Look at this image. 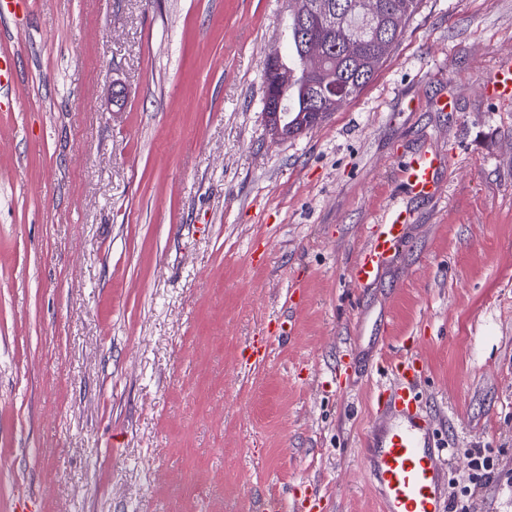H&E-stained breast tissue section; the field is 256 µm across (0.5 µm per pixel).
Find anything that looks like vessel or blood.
<instances>
[{
  "label": "vessel or blood",
  "instance_id": "obj_1",
  "mask_svg": "<svg viewBox=\"0 0 512 512\" xmlns=\"http://www.w3.org/2000/svg\"><path fill=\"white\" fill-rule=\"evenodd\" d=\"M485 99L498 102L512 97V61L502 60L481 75ZM441 159L417 152L398 164V180L407 194L431 197L440 190ZM409 216L394 207L373 225L351 271L352 279L370 284L388 257L402 243ZM399 378L383 389L367 435L369 448L361 455L365 476L381 512H447L445 450L433 432V421L422 404L416 369L410 360L395 363Z\"/></svg>",
  "mask_w": 512,
  "mask_h": 512
}]
</instances>
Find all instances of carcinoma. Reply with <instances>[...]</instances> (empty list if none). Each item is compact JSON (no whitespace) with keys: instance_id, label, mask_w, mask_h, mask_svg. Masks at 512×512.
<instances>
[{"instance_id":"obj_1","label":"carcinoma","mask_w":512,"mask_h":512,"mask_svg":"<svg viewBox=\"0 0 512 512\" xmlns=\"http://www.w3.org/2000/svg\"><path fill=\"white\" fill-rule=\"evenodd\" d=\"M315 13L305 17L288 15V44L275 62V75L288 74V103L277 118L268 120L270 132L290 138L313 128L316 119L336 111L315 84L334 83L346 88V99L358 96L372 81L403 36L406 22L418 11L421 0H375L367 17L363 0H309ZM320 40L326 50L320 61L321 75L307 71L306 44ZM357 44L354 54L345 42Z\"/></svg>"}]
</instances>
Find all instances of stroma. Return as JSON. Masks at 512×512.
Instances as JSON below:
<instances>
[{"instance_id": "35a3bbf8", "label": "stroma", "mask_w": 512, "mask_h": 512, "mask_svg": "<svg viewBox=\"0 0 512 512\" xmlns=\"http://www.w3.org/2000/svg\"><path fill=\"white\" fill-rule=\"evenodd\" d=\"M287 13L30 0L0 17V512L28 494L37 512H258L309 484L319 512H378L359 451L388 377L332 381L351 349L415 358L449 496L512 512V100L477 85L512 55V0H421L366 89L283 140L262 99ZM445 95L453 111L433 108ZM415 151L444 162L434 198L397 192ZM395 204L407 238L362 287L350 268Z\"/></svg>"}]
</instances>
